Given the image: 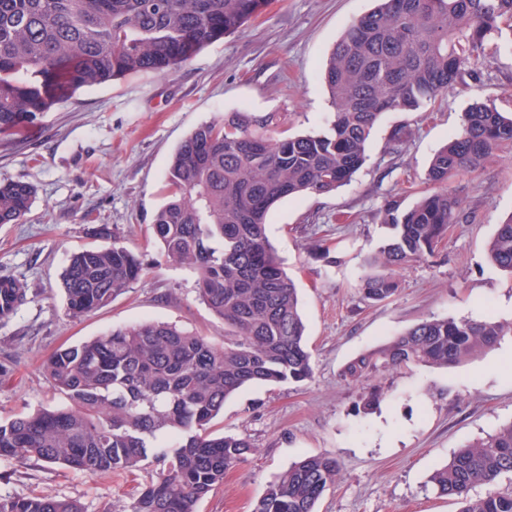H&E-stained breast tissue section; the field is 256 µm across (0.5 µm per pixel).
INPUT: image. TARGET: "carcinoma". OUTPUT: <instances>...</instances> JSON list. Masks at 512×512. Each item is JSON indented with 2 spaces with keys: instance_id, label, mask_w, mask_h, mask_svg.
Masks as SVG:
<instances>
[{
  "instance_id": "obj_1",
  "label": "carcinoma",
  "mask_w": 512,
  "mask_h": 512,
  "mask_svg": "<svg viewBox=\"0 0 512 512\" xmlns=\"http://www.w3.org/2000/svg\"><path fill=\"white\" fill-rule=\"evenodd\" d=\"M266 0H0V132L82 88L142 72L168 73L237 32ZM495 36L512 45V0H380L336 42L321 73L334 118L320 133L275 137V115L250 128L241 115L197 127L166 174L169 201L151 224L164 260L196 277L199 299L224 326V345L161 322L113 329L54 352L43 369L66 403L0 423V457L123 474L150 463L155 479L127 512H197L199 502L253 451L238 435H216L224 403L250 385L303 382L311 353L297 288L266 232L286 197L323 195L351 181L368 158L385 112L432 105L449 89L482 80L478 63ZM512 147V116L476 101L460 131L429 165L435 190L408 208L389 201L376 220L394 230L367 260L361 291L394 296L396 271L431 257L448 229L467 220L449 190L455 175ZM36 197L27 182H0V224H21ZM112 244L73 254L62 274L69 313L80 318L138 282L140 257L103 224ZM487 255L512 275V216ZM512 321L423 320L351 360L361 382L382 368L448 367L494 351ZM330 454L305 457L269 485L253 512H315L336 481ZM512 475V422L454 452L428 479L460 512H512V489L471 498ZM0 512H83L52 495L0 498Z\"/></svg>"
}]
</instances>
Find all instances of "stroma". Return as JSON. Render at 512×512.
<instances>
[{
    "label": "stroma",
    "mask_w": 512,
    "mask_h": 512,
    "mask_svg": "<svg viewBox=\"0 0 512 512\" xmlns=\"http://www.w3.org/2000/svg\"><path fill=\"white\" fill-rule=\"evenodd\" d=\"M375 5L267 0L238 32L172 73L78 91L35 122L0 133V181L37 188L25 223L0 224V278L28 290L27 301L0 319V422L60 405L44 361L112 329L164 322L223 345L224 329L198 299L193 277L167 264L152 240L170 159L198 126L234 112L278 113L280 136L324 130L333 107L320 71L344 31ZM482 71L480 83L448 90L435 106L383 115L350 183L284 199L272 211L267 234L298 288L313 374L248 387L225 403L214 429L247 437L254 450L198 512H253L293 462L325 453L339 472L316 512H459V501L437 495L427 480L458 449L512 422V339L450 368L385 371L368 385L342 372L354 356L430 317L512 319V276L486 251L512 215V150L451 179L469 219L450 227L434 256L400 271L394 296L372 303L358 288L367 258L391 234L374 213L433 191L430 160L459 131L467 107L490 99L512 113V47L489 51ZM401 125L412 135L392 146ZM100 224L140 256L145 275L106 307L74 318L61 275L74 252L97 246L91 230ZM153 473L88 475L0 457V497L50 494L78 500L84 512H124Z\"/></svg>",
    "instance_id": "stroma-1"
}]
</instances>
